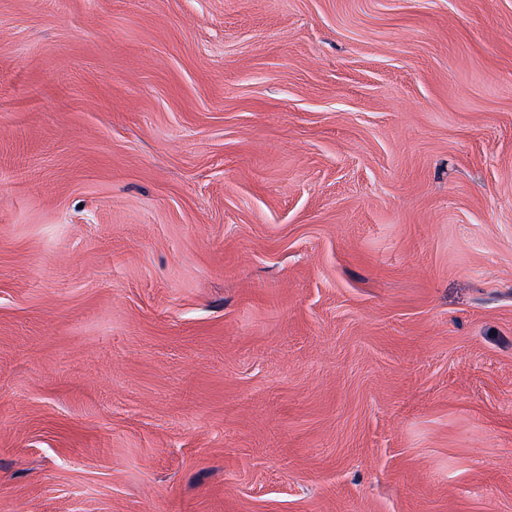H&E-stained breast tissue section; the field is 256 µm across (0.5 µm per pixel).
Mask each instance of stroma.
I'll list each match as a JSON object with an SVG mask.
<instances>
[{
    "label": "stroma",
    "instance_id": "obj_1",
    "mask_svg": "<svg viewBox=\"0 0 512 512\" xmlns=\"http://www.w3.org/2000/svg\"><path fill=\"white\" fill-rule=\"evenodd\" d=\"M0 512H512V0H0Z\"/></svg>",
    "mask_w": 512,
    "mask_h": 512
}]
</instances>
